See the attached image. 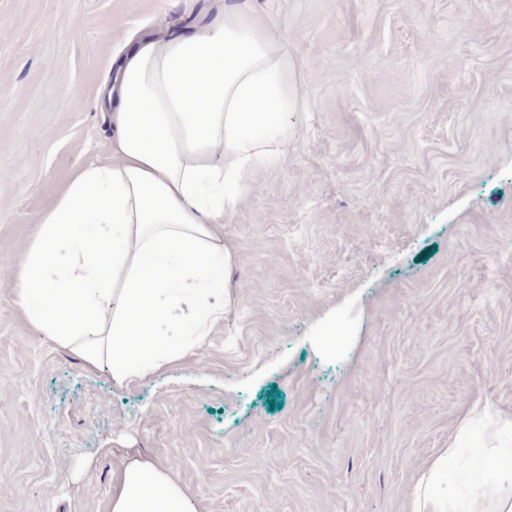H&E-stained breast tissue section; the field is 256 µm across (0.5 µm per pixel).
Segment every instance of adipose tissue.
<instances>
[{
    "mask_svg": "<svg viewBox=\"0 0 512 512\" xmlns=\"http://www.w3.org/2000/svg\"><path fill=\"white\" fill-rule=\"evenodd\" d=\"M99 89L110 156L76 169L43 212L14 269L16 313L91 370L131 386L195 355L224 320V242L240 198L288 149L283 44L265 23L219 11L188 27L128 36ZM190 305L177 339L163 330ZM480 486L442 491L459 450L445 448L417 482L408 512H512V420L501 419ZM108 512H201L162 465L127 455L112 473Z\"/></svg>",
    "mask_w": 512,
    "mask_h": 512,
    "instance_id": "ef3b65f1",
    "label": "adipose tissue"
}]
</instances>
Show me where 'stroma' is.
<instances>
[{"label":"stroma","mask_w":512,"mask_h":512,"mask_svg":"<svg viewBox=\"0 0 512 512\" xmlns=\"http://www.w3.org/2000/svg\"><path fill=\"white\" fill-rule=\"evenodd\" d=\"M223 7L287 34L293 133L209 344L119 387L16 315L14 264L111 150L120 36ZM478 400L512 417V0H0V512H108L131 452L204 512H407Z\"/></svg>","instance_id":"35a3bbf8"}]
</instances>
